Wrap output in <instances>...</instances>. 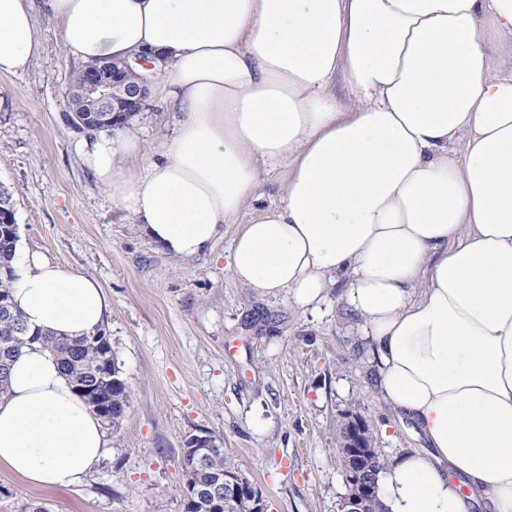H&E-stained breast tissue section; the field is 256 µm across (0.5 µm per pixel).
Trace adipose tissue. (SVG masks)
<instances>
[{"label":"adipose tissue","mask_w":512,"mask_h":512,"mask_svg":"<svg viewBox=\"0 0 512 512\" xmlns=\"http://www.w3.org/2000/svg\"><path fill=\"white\" fill-rule=\"evenodd\" d=\"M66 54H147L173 131L81 135L82 165L162 250L227 261L298 306L345 281L370 332L379 396L431 452L382 480L388 512H512V0H44ZM38 50L32 0H0V74ZM278 174L261 206L263 174ZM257 211L238 223L248 206ZM30 329L104 323L98 283L17 247ZM108 439L56 356L22 348L0 398V471L66 491Z\"/></svg>","instance_id":"1"}]
</instances>
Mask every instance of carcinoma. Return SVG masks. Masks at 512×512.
<instances>
[{"label": "carcinoma", "mask_w": 512, "mask_h": 512, "mask_svg": "<svg viewBox=\"0 0 512 512\" xmlns=\"http://www.w3.org/2000/svg\"><path fill=\"white\" fill-rule=\"evenodd\" d=\"M15 240L0 237V293L10 297L15 280L10 265ZM42 341L58 356L65 376L79 387L82 384L96 386L101 402L108 406V414H99L104 426L118 431L129 401L121 370L112 352L110 338L97 339L86 335L80 338H55L31 334L22 316L12 306L0 312V351L9 348L8 360H13L21 349L33 342ZM182 460L186 475L185 486H202L215 476L247 480L230 460V450L224 446L205 450L197 447L193 437H188L182 448Z\"/></svg>", "instance_id": "1"}]
</instances>
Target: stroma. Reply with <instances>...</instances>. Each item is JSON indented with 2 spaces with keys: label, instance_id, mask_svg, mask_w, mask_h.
<instances>
[{
  "label": "stroma",
  "instance_id": "35a3bbf8",
  "mask_svg": "<svg viewBox=\"0 0 512 512\" xmlns=\"http://www.w3.org/2000/svg\"><path fill=\"white\" fill-rule=\"evenodd\" d=\"M40 47L28 69L0 75V187L18 235L65 270L97 280L104 324L129 391L101 464L67 491L0 471V512L42 503L49 512H184L181 448L211 434L261 489L268 512H341V431L369 425L387 461L427 442L377 393L378 364L363 320L336 283L317 306L261 297L237 283L225 255L163 252L114 208L74 151L80 127L63 106L80 64L54 20L37 10Z\"/></svg>",
  "mask_w": 512,
  "mask_h": 512
}]
</instances>
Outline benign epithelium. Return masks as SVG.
Segmentation results:
<instances>
[{
	"label": "benign epithelium",
	"mask_w": 512,
	"mask_h": 512,
	"mask_svg": "<svg viewBox=\"0 0 512 512\" xmlns=\"http://www.w3.org/2000/svg\"><path fill=\"white\" fill-rule=\"evenodd\" d=\"M140 65L148 70L141 79L130 83L124 76L127 65L104 63L92 70L84 84L74 90L69 89L64 98L65 111L78 117L86 126L112 124L120 126L127 119L145 108L149 86L156 76L154 66L142 57ZM371 430L360 417L349 420L341 433L339 451L351 460V466L344 474L349 493L342 504V512H366L367 502L377 491V476L372 467L377 449L371 443ZM194 496L208 499L214 512H224L248 499L252 512H266L267 505L256 489L241 481L226 477L215 479L206 490L187 491V498Z\"/></svg>",
	"instance_id": "obj_1"
}]
</instances>
